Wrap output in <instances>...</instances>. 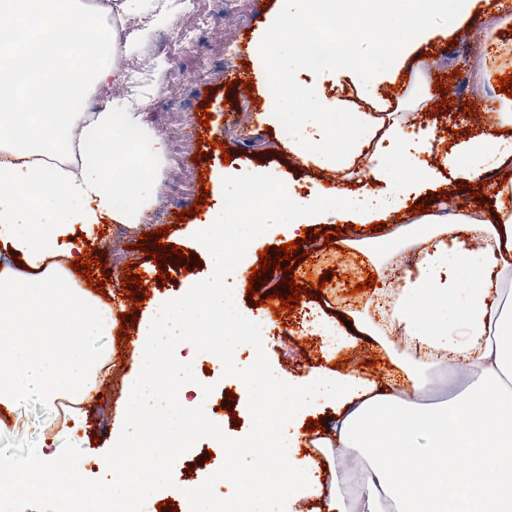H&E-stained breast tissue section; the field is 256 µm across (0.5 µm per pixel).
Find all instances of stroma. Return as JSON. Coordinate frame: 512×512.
Returning <instances> with one entry per match:
<instances>
[{"label":"stroma","instance_id":"1","mask_svg":"<svg viewBox=\"0 0 512 512\" xmlns=\"http://www.w3.org/2000/svg\"><path fill=\"white\" fill-rule=\"evenodd\" d=\"M283 0H241L243 12L239 18L226 21L224 27L203 30L196 39L184 41L180 38L179 26L139 25L137 33L122 50L126 63L144 66L145 75L135 90L119 84L109 91L90 90L88 100L102 105L107 97L123 96L134 92L141 101L145 124L161 139L162 155L159 162L158 179L153 205L145 211L141 223L107 224L91 228L75 225L79 241L69 243L62 266H69L72 259L84 255L86 249H94L102 260L106 271L103 287L109 305H123L125 309H136L145 315L151 303L163 299H177L190 291L193 282L203 281L211 274V262L206 252L199 249L195 236L197 216L191 215L193 204L209 210L221 190V179L225 168L244 173L262 167L276 180L289 185L295 194L311 197L324 189L329 171L301 164L288 150L283 128L261 122L273 95L272 88H265L256 99H245L237 90L228 88L229 70L254 68L253 45L265 33L266 25L280 14ZM481 30L485 42L497 45H512V0H472V9L466 21L455 15L434 20L426 40L413 44L411 54L383 76L385 85L407 82L410 69L420 56L435 57L437 65L430 74L436 82L434 99L451 94L445 118L435 128L437 138L454 140L456 131L475 135L489 130L482 108L497 106L505 100L497 79L485 81L483 89L460 92L456 71L471 68L481 70L486 61L476 50L464 45L457 34L459 25ZM183 112L190 128L206 126L209 140L214 148L191 142L188 149L178 150L172 136L165 130L160 117L168 106ZM187 211L185 221H178L176 214ZM168 227L167 243L183 247L190 258L189 266L162 258L156 261L137 248L143 233ZM332 224L308 225L314 233L315 258H303L292 262L293 275L299 285L313 286L323 283L322 292L313 298L301 299L294 313L276 316L264 307L254 306L253 301L264 298L280 289L282 271L272 270L267 281L256 284L255 297H248L246 287L253 267L257 266L258 253L265 247H277L301 239V232H294L284 224L268 225L264 235L245 251L235 267L229 270L226 286L236 295L243 321L263 318L269 324V332L260 349H252L246 343H232L229 331L218 323L207 324L194 343L195 380L208 399L210 433L195 434L194 416L191 408L183 410V433L194 437L193 448L181 454H173L171 448H150L136 457L139 466L167 464L168 489L148 499L149 508L165 507V500L180 504L176 488L185 484L207 486L213 502L223 501L234 492L233 483L223 481L224 447L240 444L247 439L252 425L253 397L244 392L230 374L225 373V361H238L249 365L255 372L276 371L281 379L298 380L313 371L338 367L340 372H353L378 384H392L409 403L421 408L448 400L464 388L466 381L434 378L422 391L413 390L410 382L399 368L398 351L394 339L377 337L359 342L352 348H339L315 332L312 323L320 316L344 323L359 318L378 321V287L353 294L343 279L346 267H354V281H364L368 273H375L402 265L406 254L389 250L376 258L349 249L348 241L372 239L377 234H391L393 225H383L381 230L368 228L345 229V243L326 244L325 234L335 232ZM144 275L147 292L138 300L125 294L121 283L125 270ZM167 271V281L157 278L159 271ZM128 342H119L117 335L99 337L95 345L110 351L112 375L99 383L86 405L87 415L70 434L59 435L57 424L61 419L60 407L48 406L32 397L22 402L10 415L6 428L0 429V457L20 462L28 448L42 437L57 435L58 465L64 474L74 476L79 483L98 482L101 465L112 457L111 433L115 423L125 414L126 398L123 377L138 364V352L134 341L137 327L126 326ZM334 409L325 406L300 416L299 426L305 433L301 439L308 458L320 467L322 482L338 479L347 498H354L358 490L351 479L352 464L343 453H336L335 464H328L317 451V433L308 432L310 419L327 425ZM212 451V458L195 461L197 450Z\"/></svg>","mask_w":512,"mask_h":512}]
</instances>
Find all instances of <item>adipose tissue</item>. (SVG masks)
I'll list each match as a JSON object with an SVG mask.
<instances>
[{
	"label": "adipose tissue",
	"instance_id": "1",
	"mask_svg": "<svg viewBox=\"0 0 512 512\" xmlns=\"http://www.w3.org/2000/svg\"><path fill=\"white\" fill-rule=\"evenodd\" d=\"M139 0H0V412L36 396L47 404L64 399L66 419L79 423L84 405L100 379L112 371L108 354L92 349L107 334L114 307L90 297L55 259L74 225L137 224L153 200L159 139L143 125L126 98L88 110L91 87L122 79L112 51L121 27L137 13ZM290 23L272 19L253 47L258 67L279 87L269 123L289 129L288 149L305 165L341 174L343 183L301 198L265 171L227 172L232 205H220L196 226L199 246L214 273L193 285L196 300L155 303L140 331L141 365L127 378V420L112 436L116 448L137 447L140 421L160 423L158 443L180 436L182 410L169 392L150 379L165 352L179 349L169 391L193 393L199 424L209 411L195 391L190 346L198 325L221 316H240L224 287L233 256L216 232L232 225L245 242L257 237L269 216L292 228L328 219L354 224L396 222L411 197L447 183L443 170L474 180L493 170L505 180L489 211L473 208L447 218L421 212L402 225L396 246L414 252L385 316L390 331L404 336L400 364L414 389L444 363L470 378L452 400L423 411L392 388L340 373L318 374L293 385L275 372L257 375L236 363L224 370L242 389L263 386L267 399L253 406L249 447L258 449L266 480L253 485L240 470L229 478L235 495L224 512H293L297 501L318 497L324 512H512V113L505 127L453 145L441 167L430 166L432 128L408 127L402 108L372 99L357 111L348 99L321 98L316 87L296 83L297 68L317 67L337 76H356L373 86L376 72L401 59L423 39L428 20L463 11L467 0H292ZM390 18L398 40L365 42L371 20ZM322 30L340 36L320 63L306 54L284 61L288 42H306ZM364 166H356V158ZM359 190H352V183ZM384 183L395 205L380 204L373 183ZM484 243L471 250V240ZM437 314L422 324L421 308ZM335 407L336 418L319 439L329 457L345 450L356 458L360 493L346 500L338 486L324 488L312 460L297 459L299 415L319 406ZM55 438L41 439L22 464L0 461V506L18 497L32 503L57 502L67 512L76 487L54 462ZM101 486L80 487L83 512H97L101 488H108L112 512H141L142 503L164 484L165 470H132L112 459Z\"/></svg>",
	"mask_w": 512,
	"mask_h": 512
}]
</instances>
